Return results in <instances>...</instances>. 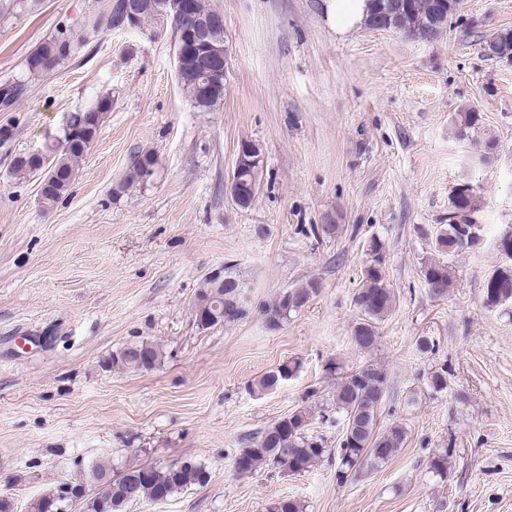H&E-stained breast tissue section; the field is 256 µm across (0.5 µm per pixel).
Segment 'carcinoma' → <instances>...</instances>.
<instances>
[{"mask_svg":"<svg viewBox=\"0 0 512 512\" xmlns=\"http://www.w3.org/2000/svg\"><path fill=\"white\" fill-rule=\"evenodd\" d=\"M402 7L395 14L393 31L408 38L431 41L437 39L448 17L455 14L457 0H401ZM165 11L174 42L187 49L186 35L193 19L179 10L178 0H167ZM122 0H103L93 27L125 30ZM73 50V35L65 29L41 42L26 58L25 69L30 76L49 74L69 58ZM180 83L200 112H208L220 105L224 97L206 98V83L196 72L180 73ZM26 84L23 80H8L0 84V108H11L22 96ZM112 111V98L100 97L95 104L69 116L61 135L41 150L14 157L10 174L15 178L40 176L41 207L52 208L69 191L75 179V163L87 152ZM453 136L476 149V160L487 165L494 160L496 138L486 131L481 113L463 109L455 114ZM156 165L151 152L138 154L124 186L144 185L151 178ZM479 196L469 183L456 186L451 198L448 225L435 238V248L442 253H459L477 241L474 214L478 211ZM383 242L375 237L368 243L362 272V285L354 295L360 318L351 330L355 348L367 353L379 342V329L396 304V295L386 281L383 267ZM422 275L430 294L438 299L448 296L451 278L448 266L431 261L423 266ZM245 285L236 271V265H224V283L216 285L203 279L196 293L194 308L197 325L208 329L228 325L243 319L247 313L244 297ZM319 285L308 281L278 294L262 308L269 329L276 331L305 306L318 293ZM482 303L489 309L512 303V268L495 269L488 276ZM159 344L149 339H138L125 344L113 354L108 363L113 368L129 372L155 370L162 361ZM300 368L296 361H287L253 379L249 389L265 394L294 376ZM387 395L385 369L369 361L343 376L336 386L333 398L336 413L344 426L335 448L324 446L321 437L310 433L312 412L299 408L267 426L246 448L236 456L234 468L242 476L251 475L267 467L292 475L310 471L326 458H336V477L344 481L364 468L377 469L388 463L400 450L405 440V429L391 424L377 428L379 412ZM451 449L440 448L429 459L428 470L444 482L450 471ZM206 466L193 459L171 465L149 464L129 467L112 474V464L100 458L77 469L73 475L56 482L30 505V512H57L58 489L65 482L80 489V494L68 506L69 512H123L130 503L140 500L165 502L176 492L209 481ZM298 499L284 496L275 501L269 512H305Z\"/></svg>","mask_w":512,"mask_h":512,"instance_id":"carcinoma-1","label":"carcinoma"}]
</instances>
